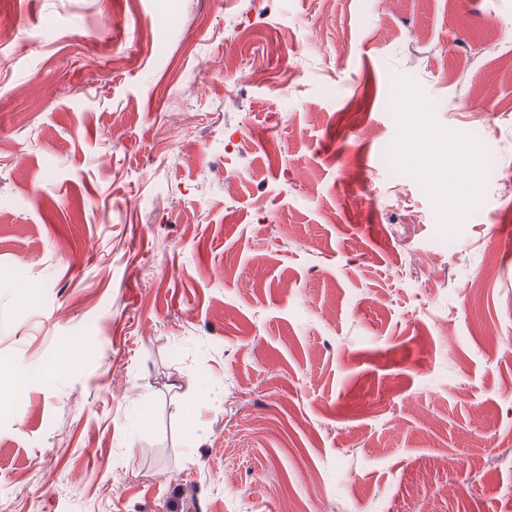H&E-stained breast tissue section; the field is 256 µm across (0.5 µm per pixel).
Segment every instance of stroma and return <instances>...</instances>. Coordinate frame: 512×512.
<instances>
[{"label": "stroma", "instance_id": "35a3bbf8", "mask_svg": "<svg viewBox=\"0 0 512 512\" xmlns=\"http://www.w3.org/2000/svg\"><path fill=\"white\" fill-rule=\"evenodd\" d=\"M0 27V512H512V0Z\"/></svg>", "mask_w": 512, "mask_h": 512}]
</instances>
